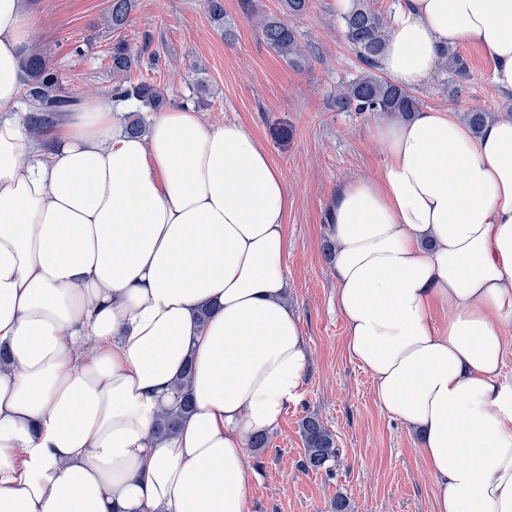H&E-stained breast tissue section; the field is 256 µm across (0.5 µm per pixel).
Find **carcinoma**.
Segmentation results:
<instances>
[{"label":"carcinoma","instance_id":"obj_1","mask_svg":"<svg viewBox=\"0 0 512 512\" xmlns=\"http://www.w3.org/2000/svg\"><path fill=\"white\" fill-rule=\"evenodd\" d=\"M312 0H283V13L299 17L308 12ZM207 12L213 23L224 29V37L232 36L231 29L224 26L223 0H204ZM134 8V0H112L107 15L108 26L114 30L122 29L129 21ZM263 42L290 66H300L304 53L297 36V30L288 24L287 19L278 16H263L259 21ZM343 35L356 53L359 61L366 67L348 84L336 93L334 104L339 112H385L404 119L418 109L419 101L412 93L401 88L374 72L378 60L390 37V24L387 19L367 0H356L353 9L342 16ZM448 70L461 80L470 77L467 60L453 47L441 50ZM135 59L131 48L118 42L112 48V75L117 78L112 86V97L117 100L135 99L152 111L160 109L165 98L160 88L145 82L128 81ZM23 68L28 77L26 97L30 103L29 125L31 131L38 133L47 128L62 114L77 104V98L62 90L59 80L49 73L45 56L35 52L24 58ZM466 120L474 134L478 135L494 117L484 110L466 113ZM189 374H183L175 384L176 404L161 411L157 421L160 435H173L180 421L191 411L192 401L189 393ZM301 435L306 455L304 466L315 471H330L336 461L339 449L328 427L315 415L305 417L301 422Z\"/></svg>","mask_w":512,"mask_h":512}]
</instances>
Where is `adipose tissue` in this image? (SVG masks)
<instances>
[{
    "instance_id": "ef3b65f1",
    "label": "adipose tissue",
    "mask_w": 512,
    "mask_h": 512,
    "mask_svg": "<svg viewBox=\"0 0 512 512\" xmlns=\"http://www.w3.org/2000/svg\"><path fill=\"white\" fill-rule=\"evenodd\" d=\"M31 21L28 0H0V111ZM461 41L512 93V0H401L379 68L413 88ZM374 137L380 175L330 213L347 350L420 433L437 512H512V119L476 138L420 109ZM287 211L255 139L190 108L140 135L92 97L39 143L0 118V512H246L245 449L300 398L309 358ZM187 365L192 410L159 436Z\"/></svg>"
}]
</instances>
